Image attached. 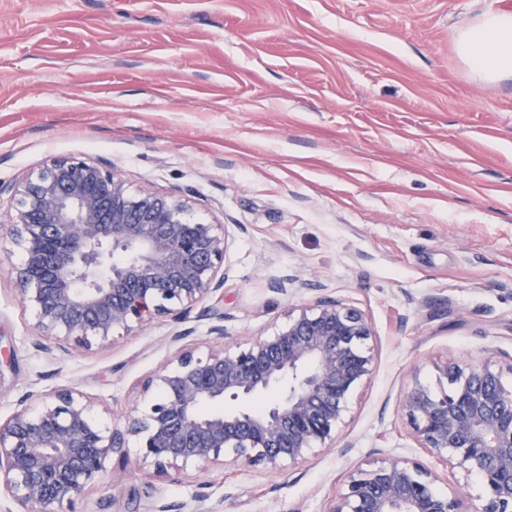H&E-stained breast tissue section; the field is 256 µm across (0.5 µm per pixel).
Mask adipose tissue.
Instances as JSON below:
<instances>
[{"mask_svg": "<svg viewBox=\"0 0 512 512\" xmlns=\"http://www.w3.org/2000/svg\"><path fill=\"white\" fill-rule=\"evenodd\" d=\"M457 52L483 81L512 78V13L479 14L459 32Z\"/></svg>", "mask_w": 512, "mask_h": 512, "instance_id": "adipose-tissue-1", "label": "adipose tissue"}]
</instances>
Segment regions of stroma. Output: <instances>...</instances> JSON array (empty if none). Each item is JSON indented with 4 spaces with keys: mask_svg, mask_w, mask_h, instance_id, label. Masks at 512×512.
I'll return each instance as SVG.
<instances>
[{
    "mask_svg": "<svg viewBox=\"0 0 512 512\" xmlns=\"http://www.w3.org/2000/svg\"><path fill=\"white\" fill-rule=\"evenodd\" d=\"M512 0H0V181L50 156L115 167L228 225L214 305L228 342L288 307L336 298L370 319L375 370L339 451L277 472L233 464L156 476L113 459L76 512H326L351 469L422 462L398 402L449 362L512 363V81L488 83L456 38ZM0 259V417L26 391L74 386L115 414L174 353L169 322L92 353L31 346ZM304 288L278 293L283 280Z\"/></svg>",
    "mask_w": 512,
    "mask_h": 512,
    "instance_id": "1",
    "label": "stroma"
}]
</instances>
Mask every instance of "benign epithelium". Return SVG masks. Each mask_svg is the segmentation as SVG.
Returning a JSON list of instances; mask_svg holds the SVG:
<instances>
[{
    "instance_id": "benign-epithelium-1",
    "label": "benign epithelium",
    "mask_w": 512,
    "mask_h": 512,
    "mask_svg": "<svg viewBox=\"0 0 512 512\" xmlns=\"http://www.w3.org/2000/svg\"><path fill=\"white\" fill-rule=\"evenodd\" d=\"M9 193L0 253L33 314V344L85 354L136 336L151 321L175 324L173 359L143 387L147 400L123 424L99 420L74 387L31 391L0 420V494L18 512H71L112 483L107 461L138 459L159 474L218 462L278 471L336 447L351 397L374 372V330L361 309L321 299L288 311L264 336L226 342L224 313L206 302L224 288L228 225L195 219L190 205L148 187L130 189L103 164L55 157ZM211 320L205 349L182 342L194 310ZM452 386L414 380L400 406L419 447L478 477L486 495L464 508L461 489L435 488L421 463L384 458L357 469L326 512H512V384L492 360L442 369Z\"/></svg>"
}]
</instances>
